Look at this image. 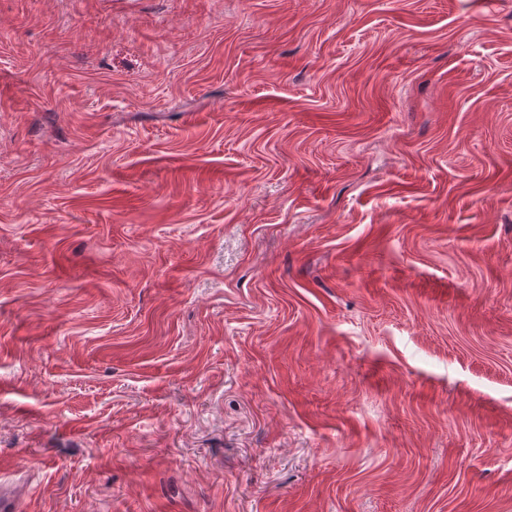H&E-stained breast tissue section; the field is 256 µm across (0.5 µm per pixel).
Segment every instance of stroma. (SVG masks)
<instances>
[{
    "mask_svg": "<svg viewBox=\"0 0 512 512\" xmlns=\"http://www.w3.org/2000/svg\"><path fill=\"white\" fill-rule=\"evenodd\" d=\"M16 512H512V0H0Z\"/></svg>",
    "mask_w": 512,
    "mask_h": 512,
    "instance_id": "stroma-1",
    "label": "stroma"
}]
</instances>
